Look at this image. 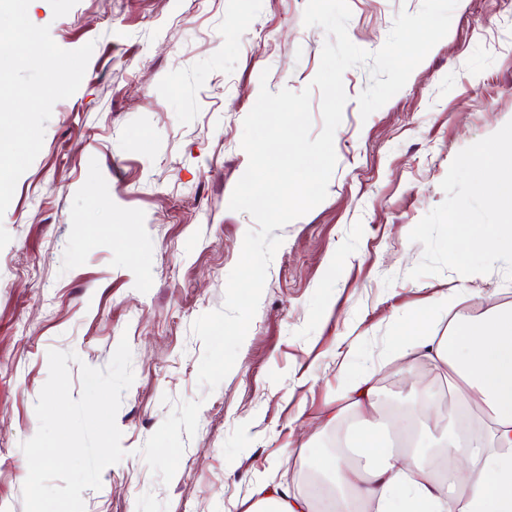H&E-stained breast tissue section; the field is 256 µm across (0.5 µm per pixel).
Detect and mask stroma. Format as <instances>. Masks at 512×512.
Wrapping results in <instances>:
<instances>
[{
	"mask_svg": "<svg viewBox=\"0 0 512 512\" xmlns=\"http://www.w3.org/2000/svg\"><path fill=\"white\" fill-rule=\"evenodd\" d=\"M347 32L376 52L421 0H348ZM306 0H31L27 14L65 50L93 44L82 83L58 101L42 149L0 225V512H24L22 442L47 352L106 368L121 338L134 381L116 424L125 457L82 493L86 512H249L274 480L301 490L292 450L321 455L348 369L381 394L445 384L390 349L401 321L463 288L461 322L488 298L512 304L503 268L471 283L452 270L411 279L423 246L409 234L442 203L462 149L512 120V12L459 0L449 31L405 86L369 117L368 66L343 75L347 102L323 202L279 229L257 313L235 365L198 383L192 325L220 309L253 218L230 210L248 166L243 120L261 86L312 82L326 33Z\"/></svg>",
	"mask_w": 512,
	"mask_h": 512,
	"instance_id": "1",
	"label": "stroma"
}]
</instances>
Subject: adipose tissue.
I'll return each instance as SVG.
<instances>
[{
	"instance_id": "ef3b65f1",
	"label": "adipose tissue",
	"mask_w": 512,
	"mask_h": 512,
	"mask_svg": "<svg viewBox=\"0 0 512 512\" xmlns=\"http://www.w3.org/2000/svg\"><path fill=\"white\" fill-rule=\"evenodd\" d=\"M461 302L454 289L391 343L448 374L458 403L487 424L485 437H464L452 411L438 435L407 415L374 425L368 414L379 411L380 393L371 373L357 374L343 395L357 421L339 434V453L317 460L307 492L260 486L264 512H512V306L489 301L481 321L459 325ZM437 447L454 452L445 481L434 472Z\"/></svg>"
}]
</instances>
